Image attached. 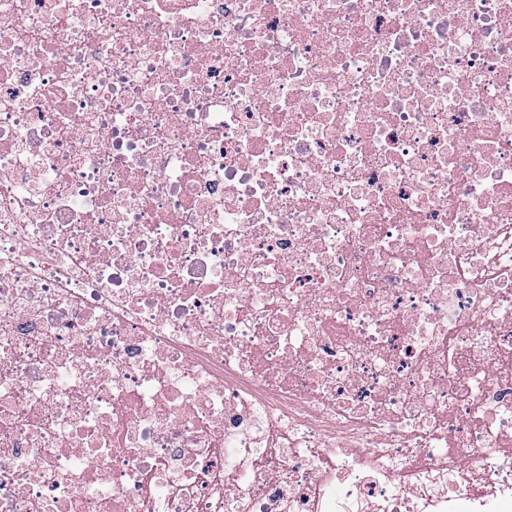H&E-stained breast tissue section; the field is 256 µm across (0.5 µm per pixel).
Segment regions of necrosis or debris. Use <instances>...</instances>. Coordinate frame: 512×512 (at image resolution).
Listing matches in <instances>:
<instances>
[{
  "mask_svg": "<svg viewBox=\"0 0 512 512\" xmlns=\"http://www.w3.org/2000/svg\"><path fill=\"white\" fill-rule=\"evenodd\" d=\"M0 512H512V0H0Z\"/></svg>",
  "mask_w": 512,
  "mask_h": 512,
  "instance_id": "obj_1",
  "label": "necrosis or debris"
}]
</instances>
